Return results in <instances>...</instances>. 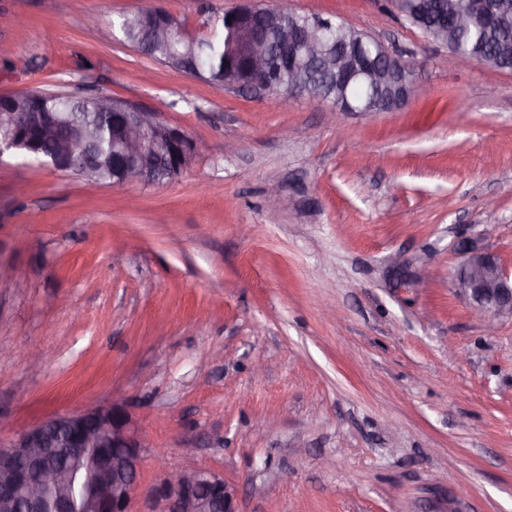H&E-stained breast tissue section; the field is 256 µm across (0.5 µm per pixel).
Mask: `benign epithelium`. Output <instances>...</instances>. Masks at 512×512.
Instances as JSON below:
<instances>
[{
    "label": "benign epithelium",
    "mask_w": 512,
    "mask_h": 512,
    "mask_svg": "<svg viewBox=\"0 0 512 512\" xmlns=\"http://www.w3.org/2000/svg\"><path fill=\"white\" fill-rule=\"evenodd\" d=\"M441 9L457 28L471 26V13L460 8L456 0H445ZM150 12L154 34L170 35L178 30L174 16L159 8ZM276 15L275 9L262 10L253 4H245L231 15L230 29L237 35L234 55L245 59L247 83L236 80L230 86L243 84L270 93L274 91L270 84L274 67L286 64L295 71L324 63L326 76L336 79V84L347 86L353 82L373 92L388 84L395 74L411 71L406 60L374 38L373 53L361 40L331 38V27L348 29L342 22L317 18L287 25L276 21ZM310 91L320 92V84H293L278 91L277 103L286 106ZM374 111L376 108L365 101L350 96L332 104L334 113ZM0 126L39 132L55 146L56 158L71 169L84 167L91 160L86 137L64 127L55 113L44 107L1 112ZM118 139L125 159V182L144 181L151 176L152 169L141 161L155 148L174 152L179 172L205 149L184 130L162 121L158 113L137 105L125 113ZM456 251L460 262L453 279L455 291L489 323L499 317H512V271L505 269L494 254L478 248L463 230L458 233ZM147 447L121 398L113 397L103 406L46 417L0 448V512H44L48 490L54 492V512H70L69 470L56 460L78 461L82 455L74 453L75 448L112 449V468L97 470L98 492L88 502L87 512H132ZM156 459L164 478L147 492L149 507L145 512H237L236 491L223 476L196 466L170 468L160 452Z\"/></svg>",
    "instance_id": "1"
}]
</instances>
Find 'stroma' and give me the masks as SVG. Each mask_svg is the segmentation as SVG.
<instances>
[{
	"instance_id": "35a3bbf8",
	"label": "stroma",
	"mask_w": 512,
	"mask_h": 512,
	"mask_svg": "<svg viewBox=\"0 0 512 512\" xmlns=\"http://www.w3.org/2000/svg\"><path fill=\"white\" fill-rule=\"evenodd\" d=\"M241 2L0 0V94L102 91L207 145L159 184L0 158V443L117 393L239 512H512V318L487 332L451 285L462 229L512 267V73L454 66L389 0H263L411 63L407 105L334 117L83 23L161 7L202 34Z\"/></svg>"
}]
</instances>
